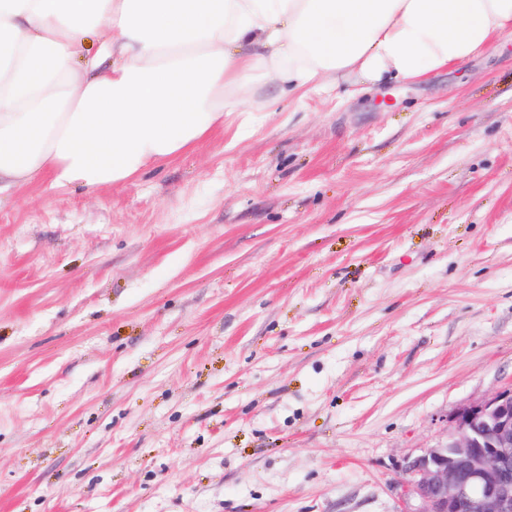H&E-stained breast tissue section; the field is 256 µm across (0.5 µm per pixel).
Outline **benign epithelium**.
<instances>
[{
  "instance_id": "7a95c632",
  "label": "benign epithelium",
  "mask_w": 512,
  "mask_h": 512,
  "mask_svg": "<svg viewBox=\"0 0 512 512\" xmlns=\"http://www.w3.org/2000/svg\"><path fill=\"white\" fill-rule=\"evenodd\" d=\"M411 512H512V387L462 409L445 441L406 464Z\"/></svg>"
}]
</instances>
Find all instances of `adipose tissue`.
Segmentation results:
<instances>
[{"label":"adipose tissue","mask_w":512,"mask_h":512,"mask_svg":"<svg viewBox=\"0 0 512 512\" xmlns=\"http://www.w3.org/2000/svg\"><path fill=\"white\" fill-rule=\"evenodd\" d=\"M512 0H0V195L91 191L192 149L255 76L294 93L454 67Z\"/></svg>","instance_id":"obj_1"}]
</instances>
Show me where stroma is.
Returning <instances> with one entry per match:
<instances>
[{"label":"stroma","mask_w":512,"mask_h":512,"mask_svg":"<svg viewBox=\"0 0 512 512\" xmlns=\"http://www.w3.org/2000/svg\"><path fill=\"white\" fill-rule=\"evenodd\" d=\"M0 200V512H410L512 385V35Z\"/></svg>","instance_id":"obj_1"}]
</instances>
